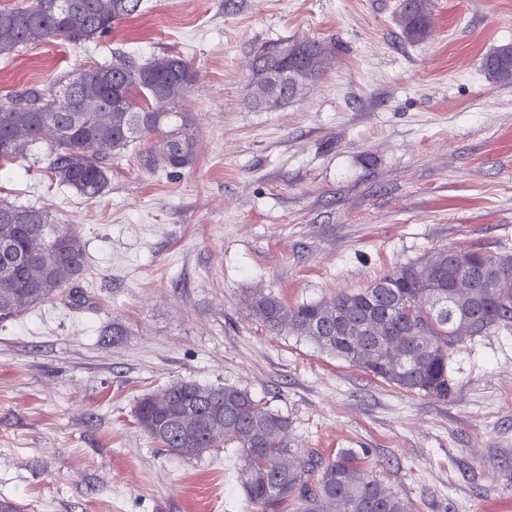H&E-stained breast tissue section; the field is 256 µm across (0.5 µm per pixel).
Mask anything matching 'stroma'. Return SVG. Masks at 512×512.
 Segmentation results:
<instances>
[{"instance_id": "35a3bbf8", "label": "stroma", "mask_w": 512, "mask_h": 512, "mask_svg": "<svg viewBox=\"0 0 512 512\" xmlns=\"http://www.w3.org/2000/svg\"><path fill=\"white\" fill-rule=\"evenodd\" d=\"M401 4L142 0L93 42L0 56V95L122 53L198 73L179 103L197 158L180 173L146 169L145 140L93 199L58 186L43 152L0 165V200L76 225L86 258L78 280L0 319V500L259 512L237 449L178 458L138 427L139 398L192 381L264 399L301 451L361 453L407 512H512V331L455 348L443 401L251 314L257 294L325 301L446 247L512 254V84L482 69L512 43V0H432L417 42ZM305 39L329 49L324 74L279 109L254 107L257 48Z\"/></svg>"}]
</instances>
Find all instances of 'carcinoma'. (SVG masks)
Wrapping results in <instances>:
<instances>
[{
    "label": "carcinoma",
    "instance_id": "1",
    "mask_svg": "<svg viewBox=\"0 0 512 512\" xmlns=\"http://www.w3.org/2000/svg\"><path fill=\"white\" fill-rule=\"evenodd\" d=\"M142 0H34L25 8L0 9V56L34 42L84 44L135 14ZM431 0H405L400 26L410 41L423 40L432 25ZM275 44L258 49L253 65L284 72L292 62ZM482 68L494 83H512V44L487 54ZM196 71L177 56L139 62L118 56L111 64L85 68L61 79L53 93L30 87L0 96V163L25 158L44 145L48 169L60 186L95 198L111 182L109 158L134 141L153 140L148 169L177 171L194 164L198 131L178 111ZM477 272L472 301L455 297L457 258ZM432 282L420 287L425 263L395 267L366 288L331 302L288 307L260 293L252 312L270 330L304 337L321 349L405 392L439 400L452 396L450 351L467 338L489 336L512 325V256L444 248ZM85 272L76 229L58 224L35 206L0 201V318L12 317L51 298ZM191 413L186 437L175 417ZM137 425L168 454L199 457L213 448L241 453L239 483L263 512H405L403 501L343 449L333 459L291 447L288 417L248 390L233 385L176 382L137 403Z\"/></svg>",
    "mask_w": 512,
    "mask_h": 512
}]
</instances>
